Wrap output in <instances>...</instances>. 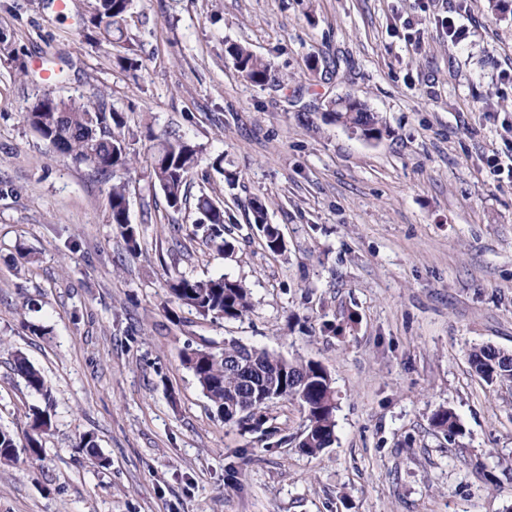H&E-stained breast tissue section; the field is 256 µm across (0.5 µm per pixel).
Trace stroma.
Segmentation results:
<instances>
[{"label": "stroma", "mask_w": 512, "mask_h": 512, "mask_svg": "<svg viewBox=\"0 0 512 512\" xmlns=\"http://www.w3.org/2000/svg\"><path fill=\"white\" fill-rule=\"evenodd\" d=\"M452 5L134 0L119 47L91 23L98 0L61 14L0 0V429L23 438L34 406L50 418L40 459L0 463V512H512V388L469 361L476 346L512 354V0H468L460 45L435 24ZM231 42L273 81L244 79ZM346 93L377 113L380 140L329 120ZM46 96L118 113L131 164L101 173L53 152L25 119ZM155 135L201 149L178 211L154 183ZM203 192L233 253L196 229ZM255 200L284 254L251 226ZM177 274L241 280L253 310L202 317L168 295ZM205 339L321 363L333 445L303 454L286 400L258 429L214 417L181 361ZM19 353L49 397L17 375ZM441 407L461 434L433 427ZM227 53L233 60L235 69L248 81L264 85L270 79L272 71L271 63L255 55L246 46L231 43L227 47ZM109 204L112 210V222L121 229L130 250L139 246L140 231L137 225L130 224L128 215V199L123 185H112L109 191Z\"/></svg>", "instance_id": "35a3bbf8"}]
</instances>
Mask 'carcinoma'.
<instances>
[{
  "mask_svg": "<svg viewBox=\"0 0 512 512\" xmlns=\"http://www.w3.org/2000/svg\"><path fill=\"white\" fill-rule=\"evenodd\" d=\"M132 9V0H99L94 17L95 27L114 43L126 38V19ZM227 53L235 69L248 81L263 85L270 79L271 63L255 55L246 46L231 43ZM336 124L358 133L365 139H378L385 128L376 113L366 103L358 101L349 112H332ZM30 126L58 154L87 162L105 172L116 167L129 165L131 158L120 135L111 130L106 113L90 107L79 100L45 97L35 102L26 115ZM200 149L182 138H160L154 144L153 175L162 191L169 208L177 211L187 200V185L190 174L199 163ZM112 223L118 225L130 250L139 246L140 231L130 223L128 199L122 185H114L109 191ZM196 209L208 221L206 238L219 252L233 249V244L224 239V209L209 194L201 193L196 199ZM250 223L262 233L265 247L273 254L283 252L279 243L281 235L275 224L268 223L265 204L253 203ZM169 294L180 304L194 309L199 315L222 320H240L251 312L253 303L250 289L241 281L226 275L208 279H193L183 275L167 281ZM243 345L231 340L224 347L207 343L201 346H187L182 353V362L197 380L202 392L211 403L216 416L226 422L235 419L241 410L256 407L263 411L265 395L258 388L248 389L245 374L224 360H234V354ZM259 359L270 370L282 369L284 383L277 391V399L296 402L305 418L304 436L311 438V444L300 445L308 455H316L329 447L335 435L336 406L329 403L327 382L329 375L318 362L289 361L264 350L258 351ZM470 361L475 371L489 383L512 387V354L491 346L473 348ZM15 370L27 387L48 397L50 390L42 372L23 355L15 359ZM30 431L25 443L19 444L16 437L0 430V462L8 463L17 459L19 447H24L30 456L42 454V434L48 428L44 411L34 406L30 414ZM432 426L440 433L458 435L461 427L456 414L448 408H440L431 417Z\"/></svg>",
  "mask_w": 512,
  "mask_h": 512,
  "instance_id": "1",
  "label": "carcinoma"
}]
</instances>
